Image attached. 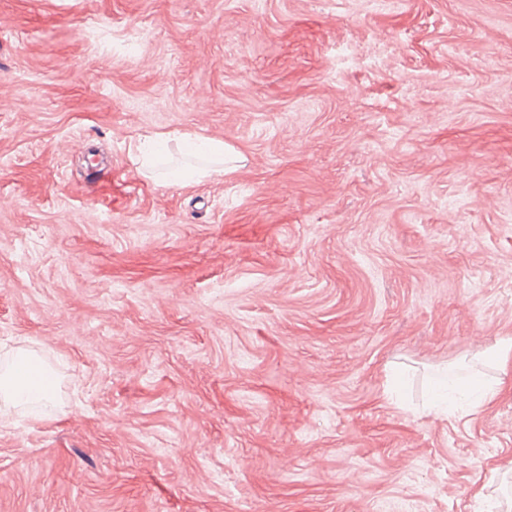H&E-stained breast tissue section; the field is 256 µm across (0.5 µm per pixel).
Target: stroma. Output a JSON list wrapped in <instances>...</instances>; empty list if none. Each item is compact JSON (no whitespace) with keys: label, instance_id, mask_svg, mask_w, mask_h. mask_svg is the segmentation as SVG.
Here are the masks:
<instances>
[{"label":"stroma","instance_id":"obj_1","mask_svg":"<svg viewBox=\"0 0 512 512\" xmlns=\"http://www.w3.org/2000/svg\"><path fill=\"white\" fill-rule=\"evenodd\" d=\"M508 336L512 0H0V512H512ZM170 142H174L181 150L188 149L193 153L208 157L216 163V166L213 168L172 169L165 173V180L169 185H185L210 177L212 174L224 175V155L230 153L229 148L226 145L224 146V140L180 131L140 137L136 145V151L141 166L143 167L146 162H150L151 158L163 156V151L167 149ZM20 358L21 360L18 362V366L12 376L0 379V391L4 392L13 406L35 401H50L54 392L42 390L33 372L29 374L21 372L19 370L21 364H32L30 358L22 356ZM499 385H501V382H496L492 387H486L480 379L470 378L463 383H456L453 389L468 393L472 404L478 406L495 396L500 391Z\"/></svg>","mask_w":512,"mask_h":512}]
</instances>
